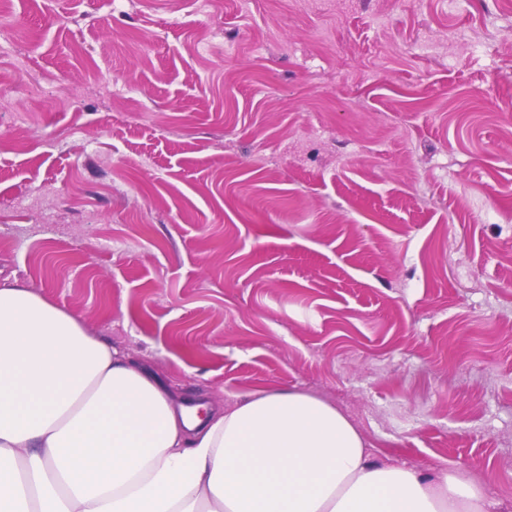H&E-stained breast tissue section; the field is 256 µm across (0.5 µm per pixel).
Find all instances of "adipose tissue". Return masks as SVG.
<instances>
[{
    "label": "adipose tissue",
    "mask_w": 512,
    "mask_h": 512,
    "mask_svg": "<svg viewBox=\"0 0 512 512\" xmlns=\"http://www.w3.org/2000/svg\"><path fill=\"white\" fill-rule=\"evenodd\" d=\"M374 461L336 407L263 391L205 416L28 287L0 284V512H487Z\"/></svg>",
    "instance_id": "1"
}]
</instances>
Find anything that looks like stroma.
<instances>
[{
	"instance_id": "35a3bbf8",
	"label": "stroma",
	"mask_w": 512,
	"mask_h": 512,
	"mask_svg": "<svg viewBox=\"0 0 512 512\" xmlns=\"http://www.w3.org/2000/svg\"><path fill=\"white\" fill-rule=\"evenodd\" d=\"M0 139V282L512 505V0H11Z\"/></svg>"
}]
</instances>
